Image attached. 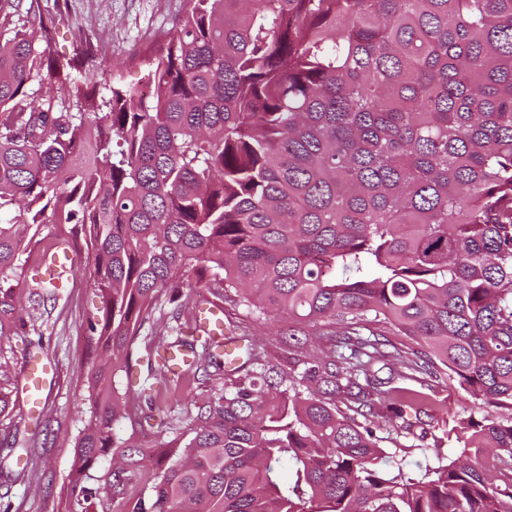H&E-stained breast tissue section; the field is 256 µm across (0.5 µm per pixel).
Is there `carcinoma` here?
I'll return each mask as SVG.
<instances>
[{"label": "carcinoma", "mask_w": 512, "mask_h": 512, "mask_svg": "<svg viewBox=\"0 0 512 512\" xmlns=\"http://www.w3.org/2000/svg\"><path fill=\"white\" fill-rule=\"evenodd\" d=\"M19 8L0 0V341L47 215L101 302L58 512H512V0H185L150 94L114 75L106 97ZM190 276L242 310L230 381L224 341L141 334ZM270 315L286 371L247 330ZM146 341L157 387L122 392ZM425 378L486 410L449 462L387 466L358 418L391 392L403 417L420 393L393 382ZM201 384L189 431L139 440L154 397ZM10 385L0 363V416Z\"/></svg>", "instance_id": "carcinoma-1"}]
</instances>
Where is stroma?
I'll return each instance as SVG.
<instances>
[{
  "instance_id": "35a3bbf8",
  "label": "stroma",
  "mask_w": 512,
  "mask_h": 512,
  "mask_svg": "<svg viewBox=\"0 0 512 512\" xmlns=\"http://www.w3.org/2000/svg\"><path fill=\"white\" fill-rule=\"evenodd\" d=\"M27 17L28 28L52 20L57 26L53 54H72L78 40H87L91 51L83 71L100 84L119 75L128 85H139L141 60L147 46L171 32L183 0H35ZM34 282L24 277L15 288L23 301L27 323L23 335L0 345L11 366L14 384H21L28 358L37 350L48 352L54 366L45 391L41 413L31 417L20 392L0 416V439H14L12 455L0 451V501L10 512H57L69 471L73 441L88 420L91 403L80 385L91 361L87 357L90 337L87 319L98 316L100 300L88 273L73 276L57 301H31ZM424 395L420 413L395 418L380 409L371 426L385 440L389 464L414 468L416 463L448 460L459 451L461 422L480 408L464 390L448 381L430 380L419 387ZM209 388L196 390L194 398L209 395ZM194 398L171 395L159 400L151 426L144 436L152 442L164 435L170 419L190 424Z\"/></svg>"
}]
</instances>
